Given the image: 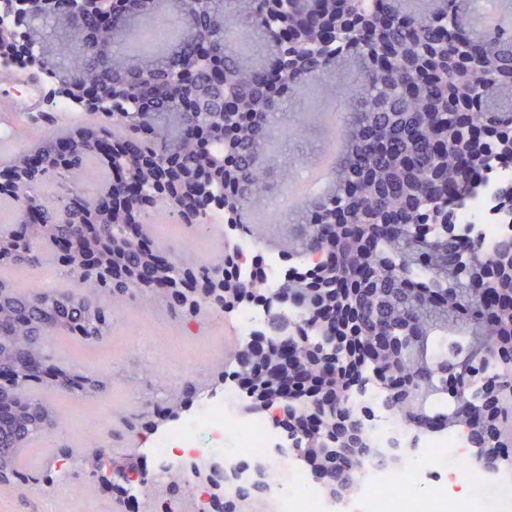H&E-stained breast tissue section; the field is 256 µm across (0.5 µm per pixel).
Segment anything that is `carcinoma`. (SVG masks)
I'll return each mask as SVG.
<instances>
[{"label":"carcinoma","instance_id":"cac0c4a2","mask_svg":"<svg viewBox=\"0 0 512 512\" xmlns=\"http://www.w3.org/2000/svg\"><path fill=\"white\" fill-rule=\"evenodd\" d=\"M480 0H190L175 11L160 0H118L112 29L72 0L35 11L54 37L53 61L98 108L66 133L47 125L38 139L42 165L26 149L8 159L25 172L24 187H0L17 223L0 225V270L50 262L63 285L31 290L0 278V364L17 377L0 385V470L20 486L54 484L67 472L27 471L16 448L54 431L58 408L34 394L54 387L98 398L112 373L83 374L57 364L50 344L66 336L88 346L107 340L112 301L163 294L185 320L224 312L206 289L225 276L254 290L231 240L211 262L182 266L156 252L155 219L170 197H193V223L213 206L234 208L230 223L248 231V216L274 191L270 148L275 115L311 84L344 88L346 152L330 187L293 207L299 221L288 256L320 254L314 268L287 276L290 305L315 336H343L380 348L360 355L356 379L374 375L390 412L417 432L467 429L472 446L496 437L512 420L507 402L461 391L450 409L448 370L459 362L490 385L512 388V237L493 253L460 233L448 237L445 216L479 186L494 164L512 165L502 144L512 139V21L486 25ZM84 40L81 53L73 43ZM107 172L104 187L82 190L88 166ZM59 184L49 202L41 186ZM48 363L49 373L37 368ZM305 346L293 368L273 341L246 342L229 378L245 379L272 397L284 378L311 383L295 393L306 467L338 500L358 481L362 458L375 453L361 419L346 404L350 362ZM195 395L192 384L157 406L176 416ZM347 454L328 459L327 448ZM96 486L98 457L57 449Z\"/></svg>","mask_w":512,"mask_h":512}]
</instances>
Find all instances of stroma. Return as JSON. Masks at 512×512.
I'll return each instance as SVG.
<instances>
[{"mask_svg":"<svg viewBox=\"0 0 512 512\" xmlns=\"http://www.w3.org/2000/svg\"><path fill=\"white\" fill-rule=\"evenodd\" d=\"M9 90L15 100L31 101L32 115L50 113L57 127L69 128L83 119L81 108L60 110L58 101L41 84L36 100L17 83ZM283 120L300 121L299 136L281 145L282 154L291 159L313 156L321 145L322 129L311 114H298L296 108H283ZM156 241L160 249L188 265L214 258L224 241L207 228L190 227L168 215H161ZM116 319L112 334L93 348L60 338L51 345L59 363L77 372H108L110 391L96 399L85 400L69 394L44 390L43 396L55 404L62 422L52 433L30 442L21 464L38 469L49 464L60 445L82 452L95 445H108L113 455L138 462L152 478L149 488H136L134 496L115 492L85 494L80 485L83 475L71 471L68 479L54 485H41L27 491L0 489V512H154L155 500L164 496L166 479L155 478L151 459L143 454L145 439L130 436L126 422L147 413V401H157L184 380H191L197 393L220 388V373L232 370L240 345L234 314L200 318L185 323L171 313L154 295H137L115 304Z\"/></svg>","mask_w":512,"mask_h":512,"instance_id":"obj_1","label":"stroma"}]
</instances>
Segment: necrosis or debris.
<instances>
[{
  "label": "necrosis or debris",
  "mask_w": 512,
  "mask_h": 512,
  "mask_svg": "<svg viewBox=\"0 0 512 512\" xmlns=\"http://www.w3.org/2000/svg\"><path fill=\"white\" fill-rule=\"evenodd\" d=\"M505 181H512V165L494 166L457 211L459 232L487 252L512 235V215L496 203ZM235 246L242 267L260 264L263 289L283 286L288 270L283 251L266 248L253 233L239 235ZM383 395L380 383L373 381L363 393L350 394L347 403L363 413L374 447H410L414 454L397 468L366 458L356 489L340 501L329 498L298 453L287 450L285 434L269 413L240 409L230 383L222 395L200 398L190 413L153 434L147 453L160 476L179 470L186 449L195 450L200 464L221 461L244 478L255 464H263L275 512H447L452 504L458 512H512V467L478 463L464 428L416 434L391 414Z\"/></svg>",
  "instance_id": "4bbe7bcc"
}]
</instances>
